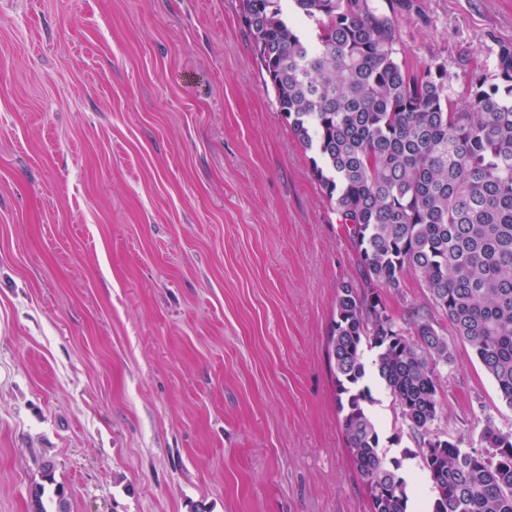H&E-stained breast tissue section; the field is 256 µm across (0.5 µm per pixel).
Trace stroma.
I'll return each mask as SVG.
<instances>
[{
  "instance_id": "obj_1",
  "label": "stroma",
  "mask_w": 512,
  "mask_h": 512,
  "mask_svg": "<svg viewBox=\"0 0 512 512\" xmlns=\"http://www.w3.org/2000/svg\"><path fill=\"white\" fill-rule=\"evenodd\" d=\"M368 4L460 102L512 43V0ZM265 79L240 0H0V512L48 479L69 512H370L328 357L356 253ZM451 345L434 431L512 432Z\"/></svg>"
}]
</instances>
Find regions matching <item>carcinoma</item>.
<instances>
[{
	"instance_id": "1",
	"label": "carcinoma",
	"mask_w": 512,
	"mask_h": 512,
	"mask_svg": "<svg viewBox=\"0 0 512 512\" xmlns=\"http://www.w3.org/2000/svg\"><path fill=\"white\" fill-rule=\"evenodd\" d=\"M241 19L281 112L347 226L360 293L340 288L329 338L338 411L370 496V512H410L402 459L415 454L432 481L431 512H512V433L489 421L478 435L492 458L434 433L448 336L431 313L403 329L382 294L406 275L466 342L512 408V45L496 53L494 82L458 104L443 64L414 69L396 56L387 23L366 0H291L315 21L311 37L282 0H241ZM418 452L389 458L369 406L363 348Z\"/></svg>"
}]
</instances>
